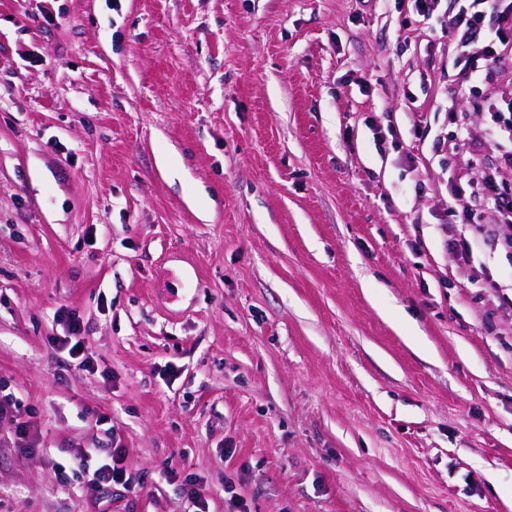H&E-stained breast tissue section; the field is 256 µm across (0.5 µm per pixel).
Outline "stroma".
Masks as SVG:
<instances>
[{
    "label": "stroma",
    "mask_w": 512,
    "mask_h": 512,
    "mask_svg": "<svg viewBox=\"0 0 512 512\" xmlns=\"http://www.w3.org/2000/svg\"><path fill=\"white\" fill-rule=\"evenodd\" d=\"M454 7L0 0V512H512V68ZM505 0H457V9L448 16V37L458 55L454 65L466 78L489 79L499 68L512 64L504 49L512 45V2ZM484 33L481 42L476 38ZM496 133L495 140L491 141L495 148L502 151L501 158L503 163L512 167V110L507 106V112L496 113ZM510 144V150L507 149ZM483 190L490 196L494 211L503 226L512 229V192L498 187L495 173L485 177ZM59 316L62 318H66L70 324L71 328V336L64 337V343L69 345V354L72 358H81V361L78 363V367L84 371L89 372V361L87 358H83V350H84V341L81 331V326L76 318L75 314L68 309H61L59 311ZM72 470L80 474L82 478L86 477L89 482L94 484L110 486L112 483L126 482L121 468L112 466V464H103L92 468L87 456L76 458Z\"/></svg>",
    "instance_id": "obj_1"
}]
</instances>
